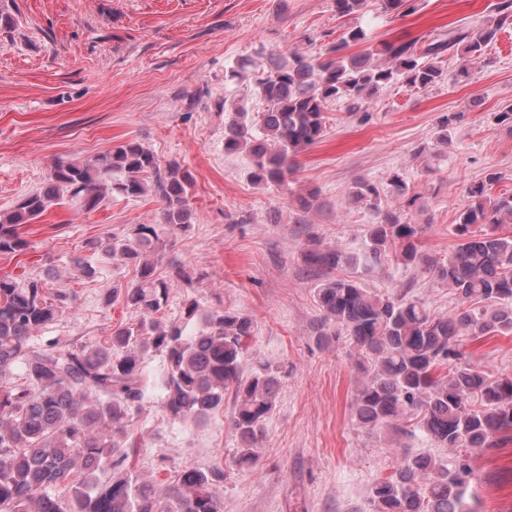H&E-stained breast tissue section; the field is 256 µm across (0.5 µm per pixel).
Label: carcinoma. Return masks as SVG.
I'll list each match as a JSON object with an SVG mask.
<instances>
[{
	"instance_id": "obj_1",
	"label": "carcinoma",
	"mask_w": 512,
	"mask_h": 512,
	"mask_svg": "<svg viewBox=\"0 0 512 512\" xmlns=\"http://www.w3.org/2000/svg\"><path fill=\"white\" fill-rule=\"evenodd\" d=\"M333 2L340 17L367 6V0ZM377 2L380 12L397 17L415 8L413 0ZM511 18L512 0H498L495 16L475 30L384 40L348 54L367 39L353 27L317 57L294 52L259 70L251 59H238L225 69V80L252 72L254 93L266 109L254 115L242 105L224 104L231 113L224 151L249 157L255 183L286 186L297 155L323 137L328 102L343 99L348 111L359 112L379 88L400 77L413 86L434 84L442 76L438 59L454 47L467 58L468 75ZM499 180L490 173L470 188V204L455 225L460 243L440 262L423 257L420 228L396 212L408 193L398 174L390 179V211L369 230L374 259L392 251L405 264L428 265L462 302L472 304L469 309L432 316L417 301L374 294L354 279L332 276L339 266L359 263L356 255L332 246L305 254L308 264L325 272L317 288L322 329L349 336L360 358L364 377L352 402L357 425L374 429L413 421L435 447L450 451L446 458L431 451L401 453L393 471L370 487L366 512H475L473 457L512 430V374L477 370L462 351L464 336L512 334V231L506 230L512 194L488 193ZM193 186L188 167L176 160L163 165L132 139L91 160L56 164L40 190L0 215V253H16L27 246L19 226L54 205L75 201L91 211L107 198L150 191L163 205L162 223L133 224L93 244L119 264L136 265L135 282L113 288L112 303H124L137 319L119 325L105 342L33 346V333L65 312L68 297L49 295L40 279L0 278V381L17 366L26 378L20 385H0V512H222V470L182 469L172 482L153 484L125 465L128 427L146 399L149 352L164 357L163 405L174 419L206 417L233 393L231 425L242 444L236 463L256 462L253 444L275 407L278 381L261 361L243 372L251 317L223 309L203 315L194 328L198 304L188 299L184 322L159 318L170 288L190 286L192 278L179 265L166 277L156 276L150 255L192 223ZM352 196L368 202L378 191L359 181ZM105 469L111 476L103 483L99 473Z\"/></svg>"
}]
</instances>
